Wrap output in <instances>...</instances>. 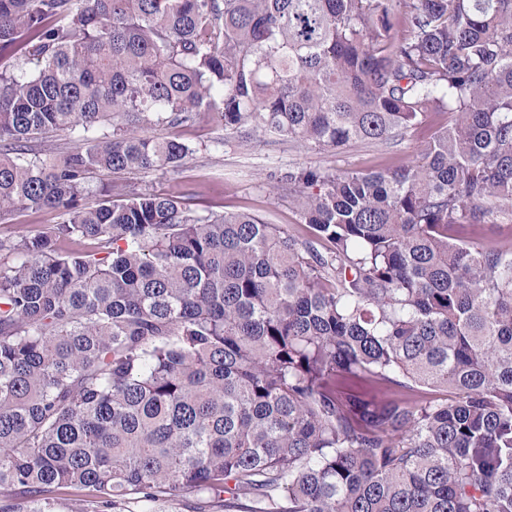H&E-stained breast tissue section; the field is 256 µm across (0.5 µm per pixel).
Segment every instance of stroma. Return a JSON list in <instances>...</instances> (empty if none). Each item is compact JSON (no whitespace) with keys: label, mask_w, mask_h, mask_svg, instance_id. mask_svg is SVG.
I'll return each mask as SVG.
<instances>
[{"label":"stroma","mask_w":512,"mask_h":512,"mask_svg":"<svg viewBox=\"0 0 512 512\" xmlns=\"http://www.w3.org/2000/svg\"><path fill=\"white\" fill-rule=\"evenodd\" d=\"M448 123L447 113L431 115L408 131L404 139L391 144H358L332 152L291 141L255 135L241 142L226 137L222 127L208 114L193 123L174 129L146 127L149 136L174 135L193 150L185 163L164 171H133L113 174L96 172L92 186L120 182L130 188L148 189L189 199L199 211L248 212L276 224L302 239L312 232L302 224L285 188V177L298 168L367 172L385 166L414 161L422 146ZM51 209L4 212L0 214V234L17 237L35 234L58 223ZM88 512H224L221 500L209 495H178L160 500L129 499L116 505L91 503Z\"/></svg>","instance_id":"obj_1"}]
</instances>
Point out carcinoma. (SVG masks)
Listing matches in <instances>:
<instances>
[{
  "label": "carcinoma",
  "instance_id": "obj_1",
  "mask_svg": "<svg viewBox=\"0 0 512 512\" xmlns=\"http://www.w3.org/2000/svg\"><path fill=\"white\" fill-rule=\"evenodd\" d=\"M0 512L207 493L224 512H512V0H0ZM209 112L323 150L299 169L322 253L277 224L92 174L178 168L136 133ZM70 130L41 158L28 142ZM67 243L81 248L69 250ZM444 389L445 401L415 388ZM59 221L58 212L52 209L2 212L0 234L13 237L35 234ZM473 240L478 242L494 241L505 247L512 246V228L510 224H502L498 227L489 225L479 226L475 229Z\"/></svg>",
  "mask_w": 512,
  "mask_h": 512
}]
</instances>
